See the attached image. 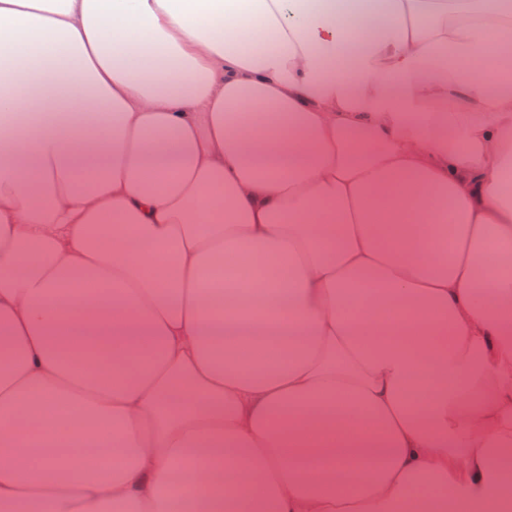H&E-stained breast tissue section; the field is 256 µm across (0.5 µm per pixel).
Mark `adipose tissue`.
Segmentation results:
<instances>
[{
  "label": "adipose tissue",
  "mask_w": 512,
  "mask_h": 512,
  "mask_svg": "<svg viewBox=\"0 0 512 512\" xmlns=\"http://www.w3.org/2000/svg\"><path fill=\"white\" fill-rule=\"evenodd\" d=\"M511 42L512 0H0V512H512Z\"/></svg>",
  "instance_id": "1"
}]
</instances>
